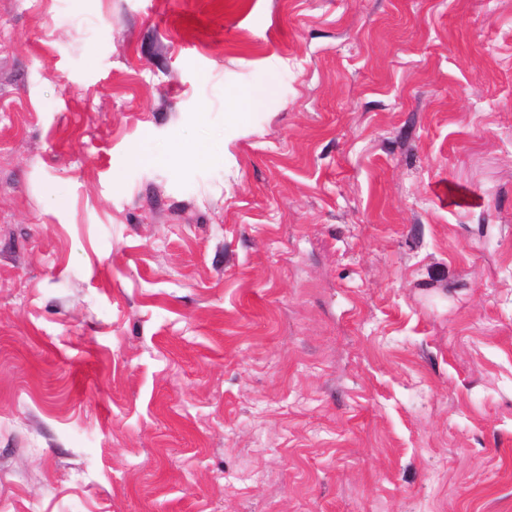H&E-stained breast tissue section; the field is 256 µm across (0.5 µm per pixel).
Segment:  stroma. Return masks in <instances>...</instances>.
Here are the masks:
<instances>
[{
	"label": "stroma",
	"mask_w": 512,
	"mask_h": 512,
	"mask_svg": "<svg viewBox=\"0 0 512 512\" xmlns=\"http://www.w3.org/2000/svg\"><path fill=\"white\" fill-rule=\"evenodd\" d=\"M0 512H512V0H0Z\"/></svg>",
	"instance_id": "obj_1"
}]
</instances>
